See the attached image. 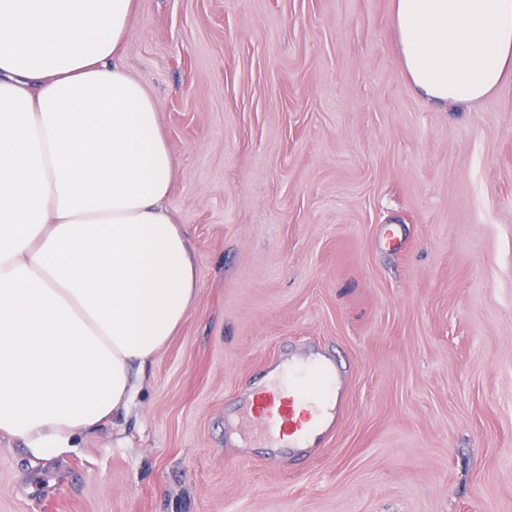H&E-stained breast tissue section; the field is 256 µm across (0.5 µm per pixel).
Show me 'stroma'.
Wrapping results in <instances>:
<instances>
[{"label": "stroma", "mask_w": 512, "mask_h": 512, "mask_svg": "<svg viewBox=\"0 0 512 512\" xmlns=\"http://www.w3.org/2000/svg\"><path fill=\"white\" fill-rule=\"evenodd\" d=\"M122 59L197 296L127 414L51 461L0 438V512H512V73L429 102L393 0H136ZM317 347L334 435L245 447L254 385Z\"/></svg>", "instance_id": "stroma-1"}]
</instances>
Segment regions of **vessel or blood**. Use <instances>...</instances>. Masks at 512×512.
<instances>
[{"instance_id":"b4317fda","label":"vessel or blood","mask_w":512,"mask_h":512,"mask_svg":"<svg viewBox=\"0 0 512 512\" xmlns=\"http://www.w3.org/2000/svg\"><path fill=\"white\" fill-rule=\"evenodd\" d=\"M344 411L339 371L329 358L296 360L256 389L247 423L257 448H309Z\"/></svg>"}]
</instances>
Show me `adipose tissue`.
<instances>
[{"instance_id": "1", "label": "adipose tissue", "mask_w": 512, "mask_h": 512, "mask_svg": "<svg viewBox=\"0 0 512 512\" xmlns=\"http://www.w3.org/2000/svg\"><path fill=\"white\" fill-rule=\"evenodd\" d=\"M134 0H0V437L71 451L127 408L187 317L175 161L120 57ZM402 68L475 103L512 68V0H394Z\"/></svg>"}]
</instances>
